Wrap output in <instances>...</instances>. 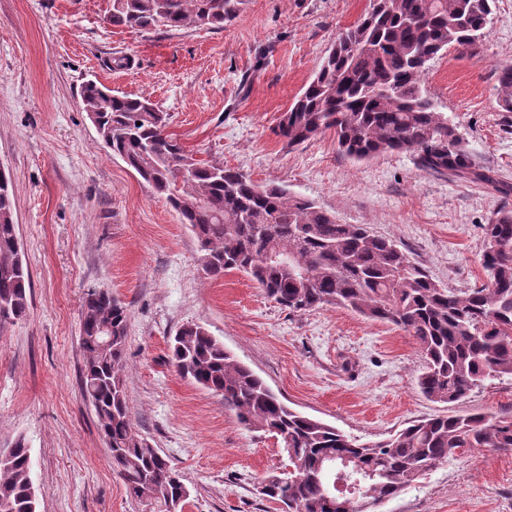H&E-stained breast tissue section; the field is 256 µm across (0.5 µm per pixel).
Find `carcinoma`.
Returning <instances> with one entry per match:
<instances>
[{
    "mask_svg": "<svg viewBox=\"0 0 512 512\" xmlns=\"http://www.w3.org/2000/svg\"><path fill=\"white\" fill-rule=\"evenodd\" d=\"M494 0H370L345 28L308 86L282 113L276 134L297 147L331 132L355 160L408 153L432 173L491 183L457 129L425 87L428 63L453 47L474 52ZM247 0H112L107 20L140 31L222 28ZM500 107L512 112V66L498 70ZM83 108L98 116L112 156L122 160L190 226L201 267L213 278L240 272L295 312L332 305L391 323L412 336L425 359L417 385L429 400L454 403L488 379L512 377V208L483 225L489 281L457 293L441 287L392 240L362 224H342L315 200L285 185H260L240 170L206 163L167 132L166 114L141 96L118 95L94 80L81 88ZM288 253V264L270 253ZM31 277L14 220L9 173L0 170V323L29 311ZM112 328V345L100 327ZM128 309L109 291L83 305L81 385L112 448V467L130 497L177 501L186 486L133 431L123 369ZM177 372L224 397L248 430L288 449L294 473L272 476L263 495L284 512H351L330 498L326 470L344 461L359 470L360 494L389 499L448 461L455 450L512 451V416L439 415L376 442L361 443L286 405L248 366L199 324L174 336ZM0 461V512H36L30 448L18 437Z\"/></svg>",
    "mask_w": 512,
    "mask_h": 512,
    "instance_id": "1",
    "label": "carcinoma"
}]
</instances>
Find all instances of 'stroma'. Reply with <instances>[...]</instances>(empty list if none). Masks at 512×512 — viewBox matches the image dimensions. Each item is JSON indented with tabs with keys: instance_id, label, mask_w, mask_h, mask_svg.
Masks as SVG:
<instances>
[{
	"instance_id": "35a3bbf8",
	"label": "stroma",
	"mask_w": 512,
	"mask_h": 512,
	"mask_svg": "<svg viewBox=\"0 0 512 512\" xmlns=\"http://www.w3.org/2000/svg\"><path fill=\"white\" fill-rule=\"evenodd\" d=\"M369 3L248 0L221 29L144 33L109 25L111 0H0V165L13 176L31 274L27 316L0 324V450L28 440L38 512H164L130 497L83 394L81 319L93 290L128 308L133 430L182 476L183 512H282L260 487L288 470L274 437L246 430L220 395L177 373L169 344L189 323L289 407L364 442L438 415H512L511 377L433 402L416 386L424 359L404 330L335 306L289 310L237 272L207 277L189 226L112 157L82 109L89 78L148 97L196 159L288 186L340 223L391 238L443 287L487 283L481 226L512 196L425 171L409 154L357 162L332 134L291 147L274 133ZM118 56L129 67L111 69ZM509 64L512 0H496L477 51L448 49L424 82L476 162L512 185V112L499 107L497 81ZM379 512H512V451L456 453Z\"/></svg>"
}]
</instances>
